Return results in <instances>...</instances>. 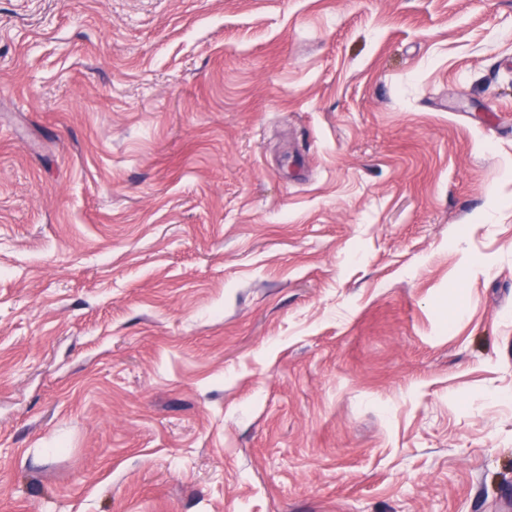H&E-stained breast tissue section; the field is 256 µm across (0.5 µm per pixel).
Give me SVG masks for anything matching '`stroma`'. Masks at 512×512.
Segmentation results:
<instances>
[{
    "mask_svg": "<svg viewBox=\"0 0 512 512\" xmlns=\"http://www.w3.org/2000/svg\"><path fill=\"white\" fill-rule=\"evenodd\" d=\"M0 512H512V0H0Z\"/></svg>",
    "mask_w": 512,
    "mask_h": 512,
    "instance_id": "stroma-1",
    "label": "stroma"
}]
</instances>
